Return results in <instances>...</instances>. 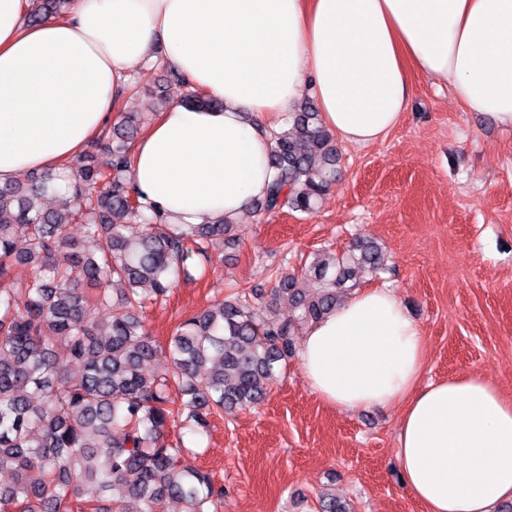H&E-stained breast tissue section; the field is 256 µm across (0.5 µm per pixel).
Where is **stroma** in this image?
<instances>
[{
    "label": "stroma",
    "instance_id": "1",
    "mask_svg": "<svg viewBox=\"0 0 512 512\" xmlns=\"http://www.w3.org/2000/svg\"><path fill=\"white\" fill-rule=\"evenodd\" d=\"M161 76L155 64L138 67L122 111H146ZM411 87L408 109L383 139L339 144L336 179L312 214L248 212L236 245L217 239L208 264L188 260L189 276L144 312L157 345L150 372L169 368L178 324L229 288L372 241L390 260L361 287L391 289L420 325L422 383L477 373L512 398V126L464 111L422 73H412ZM402 414L399 406L337 410L312 392L295 358L258 407L213 417L202 434L167 429L164 439L183 442L182 468L222 488L218 512H314L326 488L353 512H426L397 459Z\"/></svg>",
    "mask_w": 512,
    "mask_h": 512
}]
</instances>
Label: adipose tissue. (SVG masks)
Here are the masks:
<instances>
[{
    "label": "adipose tissue",
    "instance_id": "1",
    "mask_svg": "<svg viewBox=\"0 0 512 512\" xmlns=\"http://www.w3.org/2000/svg\"><path fill=\"white\" fill-rule=\"evenodd\" d=\"M31 6L0 0V184L83 156L132 69L157 57L219 102L170 103L134 146L131 179L170 224L263 197L270 136L307 94L341 142L366 146L399 124L412 66L512 126V0H71L28 25ZM425 360L386 288L311 324L300 351L337 409L403 405L397 457L426 512H495L512 500V401L478 374L421 385Z\"/></svg>",
    "mask_w": 512,
    "mask_h": 512
}]
</instances>
